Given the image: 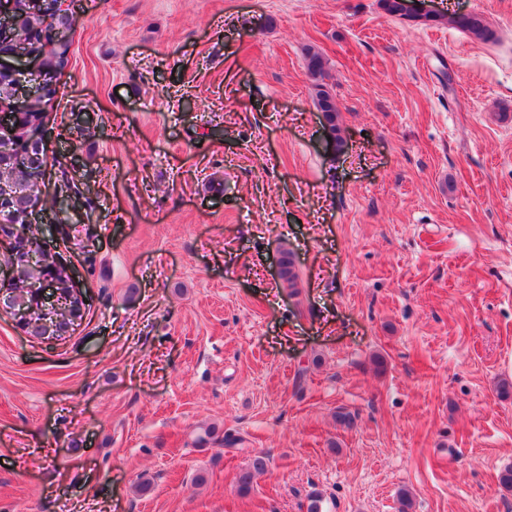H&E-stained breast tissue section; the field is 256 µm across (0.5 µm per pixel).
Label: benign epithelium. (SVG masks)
I'll use <instances>...</instances> for the list:
<instances>
[{"label":"benign epithelium","instance_id":"obj_1","mask_svg":"<svg viewBox=\"0 0 512 512\" xmlns=\"http://www.w3.org/2000/svg\"><path fill=\"white\" fill-rule=\"evenodd\" d=\"M6 8L11 19L6 32L0 35V85L18 79L14 60L23 56L38 61L46 77L60 69L51 52L67 46L62 33L70 26V19L63 0H11ZM17 99V95L0 98V108L16 117L14 124L0 130V214L11 218L0 223V233L13 238L7 260L0 259V312L19 318L31 313L22 292L34 293L46 285L58 287V276L65 267L58 256L48 252L37 258L31 244L29 216L45 201L28 194L27 181L31 175L44 173L49 158L44 132L32 133L30 126L24 124L32 105L16 108ZM62 312L75 326L81 321L84 308L80 302L66 310L59 306L44 308L43 322L51 325Z\"/></svg>","mask_w":512,"mask_h":512}]
</instances>
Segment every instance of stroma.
Here are the masks:
<instances>
[{
    "instance_id": "1",
    "label": "stroma",
    "mask_w": 512,
    "mask_h": 512,
    "mask_svg": "<svg viewBox=\"0 0 512 512\" xmlns=\"http://www.w3.org/2000/svg\"><path fill=\"white\" fill-rule=\"evenodd\" d=\"M406 3L497 38L379 0H69L41 189L71 192L36 222L85 315L0 316V512L512 504V0ZM382 8L391 16L412 22L415 26H429L432 23L448 24L458 27L462 32L469 33L475 38L483 39L488 31L485 20L479 15H470L464 18L448 17L438 18L429 14L411 13L405 0H380ZM305 59L306 69L315 91V103L318 110L323 114L328 137H331L330 147L334 153L341 152L344 147V140L336 123L337 113L339 112L336 100L327 87L328 83L325 82L328 77L326 63L322 54L313 48L307 50ZM270 456L265 453L255 454L247 467L241 469L236 476L238 491L248 494L259 475L264 474L269 467Z\"/></svg>"
}]
</instances>
